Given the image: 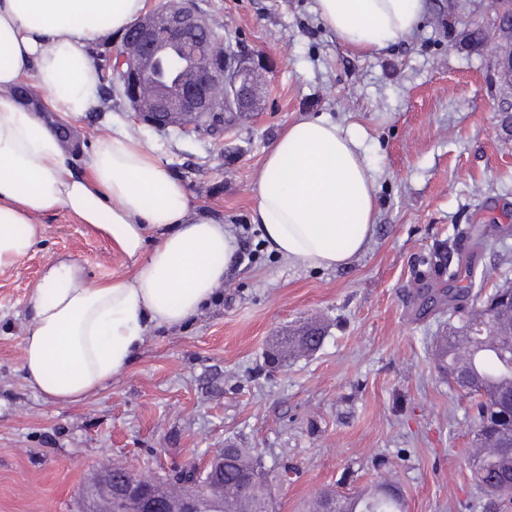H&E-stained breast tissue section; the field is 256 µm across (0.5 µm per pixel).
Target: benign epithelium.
I'll return each instance as SVG.
<instances>
[{"instance_id":"1","label":"benign epithelium","mask_w":512,"mask_h":512,"mask_svg":"<svg viewBox=\"0 0 512 512\" xmlns=\"http://www.w3.org/2000/svg\"><path fill=\"white\" fill-rule=\"evenodd\" d=\"M502 0H488L493 26L504 41L499 68L512 81V14ZM121 93L136 120L191 134L206 125L224 130L226 115L247 112L253 87L246 62L237 57L194 8L193 0H167L130 26L112 51ZM472 324L493 334L500 317L482 306ZM492 446L512 453V394L487 403L484 424ZM224 450L203 460L204 479L165 491L157 482L114 467L97 481L98 507L92 512H206L205 504L224 499Z\"/></svg>"}]
</instances>
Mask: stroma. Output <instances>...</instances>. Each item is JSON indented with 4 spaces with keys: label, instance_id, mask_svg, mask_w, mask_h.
Returning <instances> with one entry per match:
<instances>
[{
    "label": "stroma",
    "instance_id": "35a3bbf8",
    "mask_svg": "<svg viewBox=\"0 0 512 512\" xmlns=\"http://www.w3.org/2000/svg\"><path fill=\"white\" fill-rule=\"evenodd\" d=\"M247 62L256 92L223 136L135 122L118 87L73 125L85 165L99 134L137 139L187 187L195 212L233 225L251 256L186 324L155 330L132 363L77 403L23 379L26 305L43 267L67 255L87 285L130 276L126 258L65 211L40 217L43 238L0 270V512H89L103 471L166 478L232 443L262 456L277 512H306L323 490L384 481L407 512H512L474 480V412L435 369V337L453 319L448 270L430 261L464 229L485 232L476 284L512 285V84L497 36L473 44L485 0H427L410 35L351 53L315 0H194ZM323 115L361 135L374 170L375 232L346 268L322 270L268 252L256 177L284 126ZM320 328L321 346L270 367L277 337Z\"/></svg>",
    "mask_w": 512,
    "mask_h": 512
}]
</instances>
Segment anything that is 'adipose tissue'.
I'll use <instances>...</instances> for the list:
<instances>
[{
  "instance_id": "ef3b65f1",
  "label": "adipose tissue",
  "mask_w": 512,
  "mask_h": 512,
  "mask_svg": "<svg viewBox=\"0 0 512 512\" xmlns=\"http://www.w3.org/2000/svg\"><path fill=\"white\" fill-rule=\"evenodd\" d=\"M425 0H316L353 54L369 56L411 33ZM145 0H0V270L39 241V215L63 210L132 263L131 276L84 283L75 260L49 262L26 309L24 379L68 403L102 388L152 329L194 317L225 280L238 249L229 225L192 213L186 187L128 134L101 135L73 172L49 122L78 120L95 103L99 70L87 49L123 31ZM48 93V113L12 97L24 79ZM375 179L358 136L325 118L290 122L256 178L252 214L268 249L315 269L362 253L376 217Z\"/></svg>"
}]
</instances>
